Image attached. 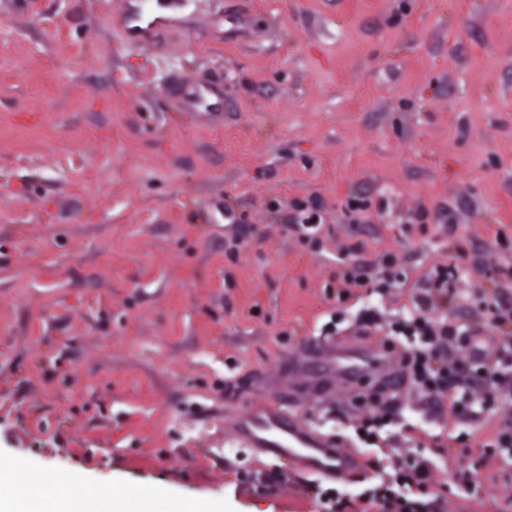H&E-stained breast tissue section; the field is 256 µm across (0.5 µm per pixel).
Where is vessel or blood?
<instances>
[{"label": "vessel or blood", "mask_w": 512, "mask_h": 512, "mask_svg": "<svg viewBox=\"0 0 512 512\" xmlns=\"http://www.w3.org/2000/svg\"><path fill=\"white\" fill-rule=\"evenodd\" d=\"M177 98L182 109L201 110L203 122L223 120L220 106L224 101L222 87L199 78L183 79L177 84ZM367 363L336 362L335 368L349 384L355 385L368 371H376L383 379L398 376L399 366L387 350L368 347ZM238 442L278 460L313 472L326 480L344 478L359 466L356 451L322 436L296 414L287 413L276 397L249 404L233 423Z\"/></svg>", "instance_id": "1"}]
</instances>
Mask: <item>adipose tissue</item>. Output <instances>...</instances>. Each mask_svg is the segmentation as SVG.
<instances>
[{
	"mask_svg": "<svg viewBox=\"0 0 512 512\" xmlns=\"http://www.w3.org/2000/svg\"><path fill=\"white\" fill-rule=\"evenodd\" d=\"M27 469L23 462L0 466V512H127L124 497L106 485L91 486L81 479L66 482L45 472L19 483V473ZM48 485L55 488L54 496L45 495Z\"/></svg>",
	"mask_w": 512,
	"mask_h": 512,
	"instance_id": "adipose-tissue-1",
	"label": "adipose tissue"
}]
</instances>
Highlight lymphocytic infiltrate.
Returning a JSON list of instances; mask_svg holds the SVG:
<instances>
[{
  "instance_id": "obj_1",
  "label": "lymphocytic infiltrate",
  "mask_w": 512,
  "mask_h": 512,
  "mask_svg": "<svg viewBox=\"0 0 512 512\" xmlns=\"http://www.w3.org/2000/svg\"><path fill=\"white\" fill-rule=\"evenodd\" d=\"M378 278L364 277L345 268L336 278V299L346 302L350 287L369 289L385 295L398 282L392 253L381 255ZM458 268L440 264L421 281L410 315L382 318L372 309L361 311L354 320L362 336L384 335L401 347L404 374L416 394L445 398L453 414L467 421L481 414H493L491 437L482 443L479 458H471L466 432L453 438L460 452L448 485V494L466 499L478 490L476 476L482 462L499 463L505 505H512V296L498 294L463 295L456 288ZM469 300L488 325L497 329L492 344H482L472 329L449 321L448 308ZM357 415L351 423L357 440L374 445L383 432L399 426L400 411L393 395L380 390L353 396ZM436 466L415 452L398 454L390 470H378L358 495L360 501L379 506L381 512H428V495L436 483Z\"/></svg>"
}]
</instances>
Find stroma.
Instances as JSON below:
<instances>
[{"label": "stroma", "mask_w": 512, "mask_h": 512, "mask_svg": "<svg viewBox=\"0 0 512 512\" xmlns=\"http://www.w3.org/2000/svg\"><path fill=\"white\" fill-rule=\"evenodd\" d=\"M221 78L205 127L169 84ZM324 201L319 244L295 204ZM373 206L347 223V202ZM425 209L423 221L413 218ZM347 262L390 295L330 292ZM459 287L512 295V0H0V465L75 471L224 512H321L313 475L243 447L280 394L342 434L352 390L305 353L328 323ZM447 482L471 432L403 394ZM378 265L381 266L379 269L380 277L375 280L370 277L365 279L351 265L345 268L343 272H339V275L336 276V300L340 303L346 302L350 297L348 288L352 286L369 288L370 294L375 293L381 296L388 294L398 283V274L393 270L395 266L393 254L390 252L382 254Z\"/></svg>", "instance_id": "1"}]
</instances>
